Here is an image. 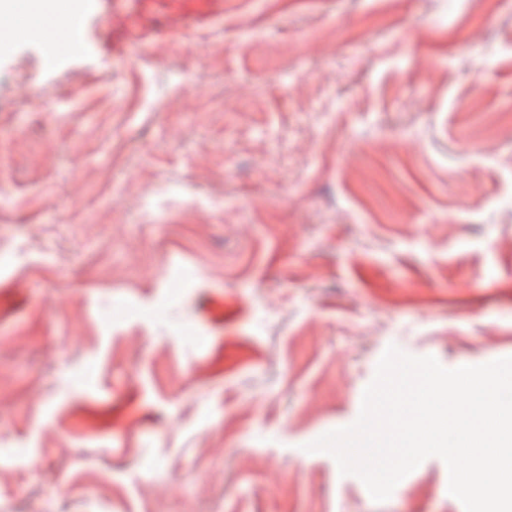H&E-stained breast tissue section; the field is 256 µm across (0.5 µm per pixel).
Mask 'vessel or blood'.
<instances>
[{
  "label": "vessel or blood",
  "mask_w": 512,
  "mask_h": 512,
  "mask_svg": "<svg viewBox=\"0 0 512 512\" xmlns=\"http://www.w3.org/2000/svg\"><path fill=\"white\" fill-rule=\"evenodd\" d=\"M123 0H113L112 54L127 57L132 47L145 40L153 31V16L159 0H135L131 8H124ZM192 9L181 0H169L167 25L173 35H180ZM85 15L75 12L62 21L36 24L18 14L0 15V33L12 37L41 42L45 65H53L61 56L79 55L85 50Z\"/></svg>",
  "instance_id": "vessel-or-blood-1"
}]
</instances>
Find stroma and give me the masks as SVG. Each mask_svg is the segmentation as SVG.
I'll use <instances>...</instances> for the list:
<instances>
[{"mask_svg":"<svg viewBox=\"0 0 512 512\" xmlns=\"http://www.w3.org/2000/svg\"><path fill=\"white\" fill-rule=\"evenodd\" d=\"M61 3L83 57L0 46V512H464L303 446L389 345L512 356V0H225L127 59Z\"/></svg>","mask_w":512,"mask_h":512,"instance_id":"35a3bbf8","label":"stroma"}]
</instances>
